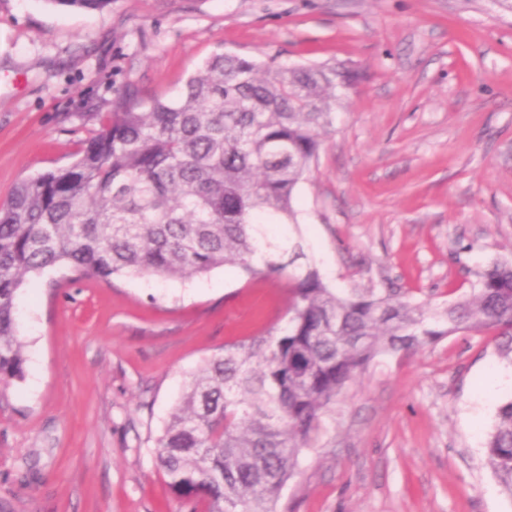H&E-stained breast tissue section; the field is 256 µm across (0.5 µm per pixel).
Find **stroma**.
<instances>
[{
    "mask_svg": "<svg viewBox=\"0 0 512 512\" xmlns=\"http://www.w3.org/2000/svg\"><path fill=\"white\" fill-rule=\"evenodd\" d=\"M359 71L297 190L305 260L338 292L441 306L512 261L507 0H0V203L71 164L128 88L169 97L217 53ZM287 275L30 276L24 378L0 395V512H204L156 440L191 372L280 324ZM512 363L459 332L375 357L326 413L276 512H512L486 463Z\"/></svg>",
    "mask_w": 512,
    "mask_h": 512,
    "instance_id": "1",
    "label": "stroma"
}]
</instances>
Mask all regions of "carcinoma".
<instances>
[{
	"instance_id": "1",
	"label": "carcinoma",
	"mask_w": 512,
	"mask_h": 512,
	"mask_svg": "<svg viewBox=\"0 0 512 512\" xmlns=\"http://www.w3.org/2000/svg\"><path fill=\"white\" fill-rule=\"evenodd\" d=\"M101 11L112 0H46ZM346 68L257 63L217 53L174 100L128 93L75 161L28 178L0 204V388L23 378L16 298L32 274L185 278L233 266L288 273L284 325L227 343L200 366L157 439L156 465L180 499L206 512H274L321 417L385 352L461 330L491 332L512 356V262L476 274L438 307L391 291L340 295L274 234L299 226L295 190L317 163ZM488 464L512 499V399L487 435Z\"/></svg>"
}]
</instances>
